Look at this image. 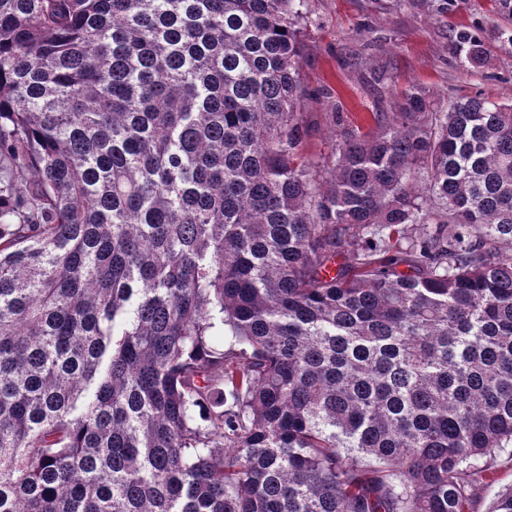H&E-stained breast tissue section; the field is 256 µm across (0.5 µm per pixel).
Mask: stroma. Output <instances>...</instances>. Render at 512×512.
<instances>
[{"instance_id":"stroma-1","label":"stroma","mask_w":512,"mask_h":512,"mask_svg":"<svg viewBox=\"0 0 512 512\" xmlns=\"http://www.w3.org/2000/svg\"><path fill=\"white\" fill-rule=\"evenodd\" d=\"M305 13L308 156L331 157L338 126L370 128L373 112L404 88H421L438 106L460 96L512 100V30L493 15L491 0H449L440 14L430 0H306ZM461 29L486 53L478 70L464 69L455 53Z\"/></svg>"}]
</instances>
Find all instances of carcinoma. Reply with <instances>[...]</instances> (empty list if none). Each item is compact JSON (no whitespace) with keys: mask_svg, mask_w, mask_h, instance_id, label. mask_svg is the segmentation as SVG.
<instances>
[{"mask_svg":"<svg viewBox=\"0 0 512 512\" xmlns=\"http://www.w3.org/2000/svg\"><path fill=\"white\" fill-rule=\"evenodd\" d=\"M304 2L0 0V512H472L512 459V103L315 160Z\"/></svg>","mask_w":512,"mask_h":512,"instance_id":"carcinoma-1","label":"carcinoma"}]
</instances>
